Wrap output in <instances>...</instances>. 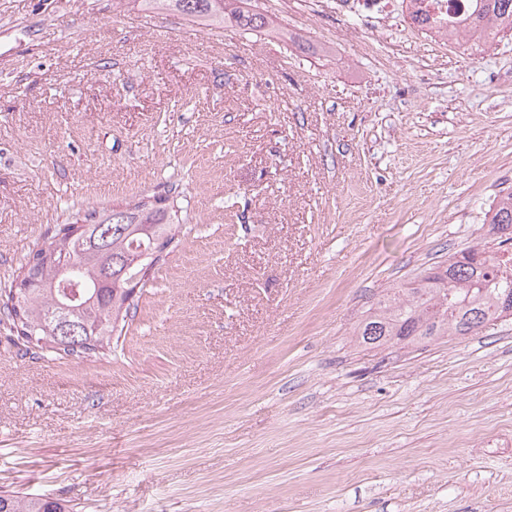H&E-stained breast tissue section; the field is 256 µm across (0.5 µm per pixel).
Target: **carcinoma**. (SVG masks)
Instances as JSON below:
<instances>
[{"label": "carcinoma", "mask_w": 512, "mask_h": 512, "mask_svg": "<svg viewBox=\"0 0 512 512\" xmlns=\"http://www.w3.org/2000/svg\"><path fill=\"white\" fill-rule=\"evenodd\" d=\"M144 9L172 11L206 26L232 25L248 34H271L267 16L255 0H139ZM462 25L478 39L494 41L512 32V0H468ZM177 197L142 195L125 205L78 210L26 259L29 284L8 292L3 313L23 341L50 354L95 357L111 349L112 333L136 308L133 288H145L155 266L175 241L180 219ZM116 228L106 241L97 229ZM490 233L512 241V192L500 199L489 220ZM438 265L412 287L395 291L370 308L355 328L360 344L379 347L440 336H467L504 315H512V251H490L475 245ZM76 255L81 279L90 292L65 317L97 329L72 339L57 332L54 314L59 289L54 287L63 255ZM0 512H73L68 501L49 495L0 493Z\"/></svg>", "instance_id": "carcinoma-1"}]
</instances>
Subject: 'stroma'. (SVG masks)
Returning <instances> with one entry per match:
<instances>
[{
	"mask_svg": "<svg viewBox=\"0 0 512 512\" xmlns=\"http://www.w3.org/2000/svg\"><path fill=\"white\" fill-rule=\"evenodd\" d=\"M258 4L287 37L0 0V294L73 202L174 187L182 207L107 356L0 322V491L74 512H512V316L353 336L488 240L512 192V35Z\"/></svg>",
	"mask_w": 512,
	"mask_h": 512,
	"instance_id": "obj_1",
	"label": "stroma"
}]
</instances>
